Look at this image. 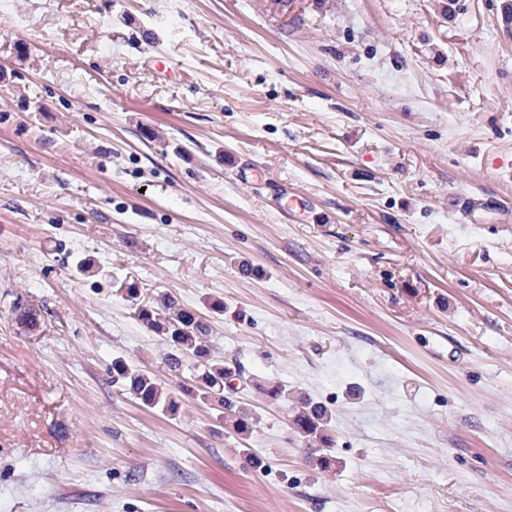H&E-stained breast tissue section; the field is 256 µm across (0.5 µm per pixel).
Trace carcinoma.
Returning <instances> with one entry per match:
<instances>
[{"instance_id": "1", "label": "carcinoma", "mask_w": 512, "mask_h": 512, "mask_svg": "<svg viewBox=\"0 0 512 512\" xmlns=\"http://www.w3.org/2000/svg\"><path fill=\"white\" fill-rule=\"evenodd\" d=\"M13 312L17 324L25 331L36 327L32 315H41L40 310L19 294L13 302ZM135 315L166 346L161 369L178 374L183 362L191 361L189 381L180 384V388L184 394L207 402L220 412L225 435L245 441L254 432L259 423L258 406L239 396L242 390H252L264 402L286 407L291 430L306 446L308 467L324 473L335 469L337 460L328 453L333 442L329 434L332 409L289 390L279 381L251 376L236 359L226 360L216 355L207 319L167 292H159L138 306ZM112 384L121 386L134 401L148 409L169 415L180 411V402L156 372L123 357L112 359Z\"/></svg>"}]
</instances>
